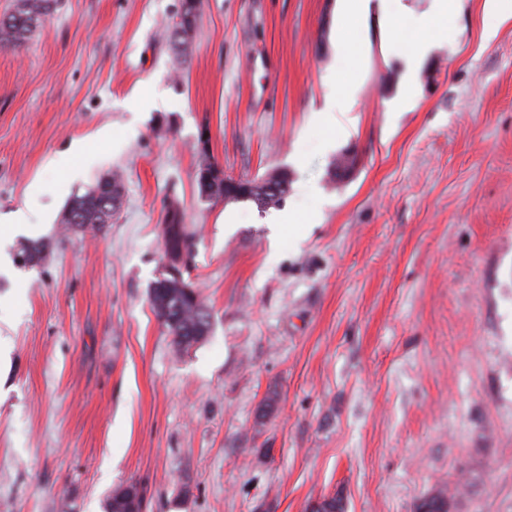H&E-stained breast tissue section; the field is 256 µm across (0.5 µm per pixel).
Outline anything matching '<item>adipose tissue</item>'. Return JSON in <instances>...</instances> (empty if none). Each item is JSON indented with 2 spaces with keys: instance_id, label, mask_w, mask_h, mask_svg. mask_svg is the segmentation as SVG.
<instances>
[{
  "instance_id": "ef3b65f1",
  "label": "adipose tissue",
  "mask_w": 512,
  "mask_h": 512,
  "mask_svg": "<svg viewBox=\"0 0 512 512\" xmlns=\"http://www.w3.org/2000/svg\"><path fill=\"white\" fill-rule=\"evenodd\" d=\"M463 3L464 0H425L421 5L416 0H337L336 53L342 56L349 50L343 38L346 27L375 11L400 20L416 18L423 23L426 34L414 40L411 55L413 63H420L427 55L434 38L440 36L449 18L462 9ZM359 93L360 85L354 80L340 90L333 85H326L325 105L317 112L316 122L339 135H348L349 126L341 121L340 116L354 110Z\"/></svg>"
}]
</instances>
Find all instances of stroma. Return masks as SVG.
I'll use <instances>...</instances> for the list:
<instances>
[{
	"instance_id": "35a3bbf8",
	"label": "stroma",
	"mask_w": 512,
	"mask_h": 512,
	"mask_svg": "<svg viewBox=\"0 0 512 512\" xmlns=\"http://www.w3.org/2000/svg\"><path fill=\"white\" fill-rule=\"evenodd\" d=\"M178 5L60 0L0 47V216H28L0 271V512H105L132 480L144 512H414L441 484L470 487L451 512H512V19L484 40L464 0L414 74L416 24L370 13L340 58L336 0H202L177 69ZM354 76L334 141L323 83ZM204 145L228 178L287 172V196L202 198ZM113 170L107 231L61 238ZM173 198L213 320L186 351L149 301ZM198 1L197 12L190 23L177 22L179 21L177 17V21L168 27L164 34V38L172 52L173 64L177 67L187 61L195 48L194 36L196 37L201 10V1ZM123 203L122 176L118 172H109L100 178L83 193H74L70 198L62 217L67 233L76 231V227L91 226L92 231L104 233L111 224L112 216L117 213ZM110 220L109 223L103 218Z\"/></svg>"
}]
</instances>
